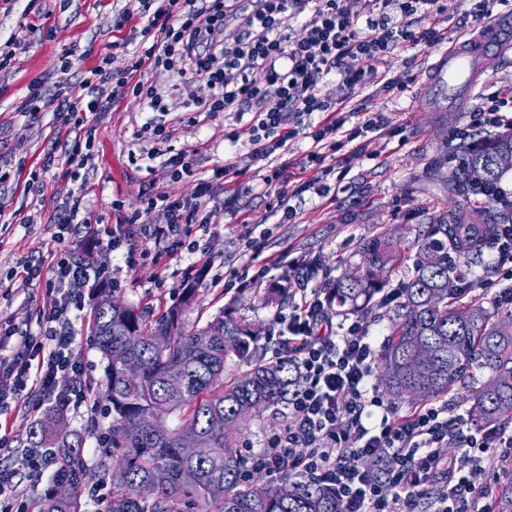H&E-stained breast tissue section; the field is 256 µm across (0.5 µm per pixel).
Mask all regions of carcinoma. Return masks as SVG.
<instances>
[{
  "instance_id": "1",
  "label": "carcinoma",
  "mask_w": 512,
  "mask_h": 512,
  "mask_svg": "<svg viewBox=\"0 0 512 512\" xmlns=\"http://www.w3.org/2000/svg\"><path fill=\"white\" fill-rule=\"evenodd\" d=\"M512 169V132L465 148V163L455 191L477 195ZM512 210L475 206L468 214L449 213L428 225L413 244L401 247L399 230L381 233L362 244L356 280L337 279L329 289L336 313L366 309L392 278L412 262L402 281V296L380 355L381 382L395 397L425 402L458 385L488 375L471 406V421L512 420V313L497 316L483 299L459 292L452 261L465 252L472 231L506 224ZM117 289H98L91 311V335L106 361L100 398L112 424L100 440V484L107 488L104 512H339L336 497L323 484L282 476L237 490L247 473L246 459L235 447L237 434L253 407L287 404L296 384L286 360H266L261 337L252 325L224 311L205 324L188 325L184 316L194 300L185 289L180 303L150 315L116 297ZM194 346L196 357L184 351ZM248 370L224 384L228 359ZM137 362L141 376L130 381L124 362ZM69 389L26 430L29 448L53 450L52 482L33 503L35 512H86L83 437L57 433L64 424ZM153 415L161 424L141 429L138 420ZM195 432L209 455L188 459L181 451L184 432ZM194 468L198 482L186 486L181 473ZM64 481L67 499L54 492ZM497 512H512V476L498 492Z\"/></svg>"
}]
</instances>
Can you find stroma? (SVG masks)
Returning a JSON list of instances; mask_svg holds the SVG:
<instances>
[{
  "label": "stroma",
  "mask_w": 512,
  "mask_h": 512,
  "mask_svg": "<svg viewBox=\"0 0 512 512\" xmlns=\"http://www.w3.org/2000/svg\"><path fill=\"white\" fill-rule=\"evenodd\" d=\"M124 0H0V49L13 51L9 70L0 71V212L13 223L0 232V277L20 262L39 260L44 265L39 280L16 282L8 298H0V321L19 327H35L37 310L46 302L44 280L54 253L77 251L87 239L85 228L58 238L55 224L59 204L73 193H81L82 206L92 219L115 224L113 201L134 209L142 188L149 181L164 182L168 191L192 196L199 179L209 177L214 166L227 154H237L244 176L232 182L214 184L207 205V221L193 227L199 252L171 253L157 246L153 256L136 268L112 261V275L121 283L120 297L128 304L152 312L178 302L184 284H192L197 303L188 315L190 322L204 324L220 311L233 309L237 318L258 326L262 336L276 329V316L284 300L263 303L260 291L250 288L225 292L216 276L225 268L240 266L242 257L237 236L243 224L273 228L270 250L288 253L275 271L277 281L292 276L289 259L307 257L317 262L312 283L336 280L353 270L360 261L364 239L397 226L418 235L427 225L438 223L464 201L451 189L457 171L454 158L461 153L459 133L469 129L474 140L489 137V130L470 128V114L479 101L471 96L462 111L430 112L412 108L413 97L436 57L435 50L406 51L391 58L394 70L407 71L414 80L402 93L373 86L363 91L369 109L385 113L390 136L372 143L377 159L343 148L337 166L347 168L346 178L334 195L319 198L306 194L295 221L283 222L281 212L271 209L260 176L250 173L249 130L246 121L221 112H192L193 100L202 98V82L196 77L174 73L142 72L145 84H157L164 95L166 113L144 110L141 98L130 95L98 116L95 152L85 169L84 183L69 175L65 143L74 139L76 129H58L51 110L38 115L21 112L20 105L29 83L38 81L53 88L59 75V57L71 54L69 91L72 100L82 98L81 80L104 55H111L115 74L132 64L131 53L116 51L113 41L127 37L117 29V14ZM164 125L167 140L154 138L144 125ZM237 135L225 140V132ZM192 146V173L180 181L165 182L164 158ZM42 170L37 182L29 172ZM89 311L73 316L75 339L73 358L86 372L85 382L99 387L104 381L105 362L89 333ZM38 410L26 407L0 414V424L10 426L14 436L10 451L0 453V463L21 466L27 454L25 430L37 418ZM70 431L85 438L84 460L89 475L98 473V438L107 432L111 420L101 416L90 420L85 408H69Z\"/></svg>",
  "instance_id": "1"
}]
</instances>
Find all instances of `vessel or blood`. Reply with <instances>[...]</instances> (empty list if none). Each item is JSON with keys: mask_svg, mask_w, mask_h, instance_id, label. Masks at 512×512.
Masks as SVG:
<instances>
[{"mask_svg": "<svg viewBox=\"0 0 512 512\" xmlns=\"http://www.w3.org/2000/svg\"><path fill=\"white\" fill-rule=\"evenodd\" d=\"M512 49V17L491 20L484 29L444 49L432 65L417 108L446 109L462 103L473 91L478 78L493 62L502 61Z\"/></svg>", "mask_w": 512, "mask_h": 512, "instance_id": "1", "label": "vessel or blood"}]
</instances>
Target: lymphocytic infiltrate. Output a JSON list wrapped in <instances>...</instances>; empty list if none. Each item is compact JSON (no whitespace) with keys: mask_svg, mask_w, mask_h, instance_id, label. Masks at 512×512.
I'll use <instances>...</instances> for the list:
<instances>
[{"mask_svg":"<svg viewBox=\"0 0 512 512\" xmlns=\"http://www.w3.org/2000/svg\"><path fill=\"white\" fill-rule=\"evenodd\" d=\"M119 16L143 45L132 68L148 67L200 78L207 89L198 106L205 112H231L248 120L252 163L261 165L263 182L273 188L271 208L284 220L296 218L291 198L310 192L325 197L336 167L331 160L347 145L364 151L389 134L384 113L368 110L360 90L379 84L404 91L408 74L392 73L387 62L400 51L429 50L443 43L448 0H127ZM300 21L291 34L287 20ZM84 107L71 101L66 87L46 92L31 84L22 111L52 108L56 125L77 123L81 134L66 146L73 179L88 163L97 140L94 114L127 95L145 96L150 111L166 106L156 88L131 77L114 78L99 62L82 81ZM294 123H287V116ZM310 139L305 173H291L283 157L297 136ZM234 158L199 180L193 197L176 195L156 184L142 192L140 205L126 211L113 201L116 224L94 230L91 253L54 256L47 281L50 300L39 311V332L7 329L0 350V412L28 402L53 399L61 379L81 392L84 371L70 353L72 314L87 288L109 280L96 253L123 260L132 268L151 256V242L168 251L196 252L191 238L211 187L241 176ZM162 208L168 223L145 224L144 214ZM269 228L246 225L238 237L255 273L230 269L225 287L257 288L269 282L278 259L265 256ZM495 256L491 275L462 278L467 289L490 294L494 304L512 311V224L495 225L487 237ZM296 275L288 283V311L279 315L278 334L288 346L297 383L288 398L287 425L266 448L253 452L251 468L279 477L325 482L341 512H494L490 474L512 452V431L474 428L447 404L431 401L399 416L375 379L378 356L368 324L359 317L326 332L331 322L327 289L312 286L313 261L292 259ZM17 337L8 346V337ZM455 445L457 452L444 454Z\"/></svg>","mask_w":512,"mask_h":512,"instance_id":"f902f5d3","label":"lymphocytic infiltrate"}]
</instances>
